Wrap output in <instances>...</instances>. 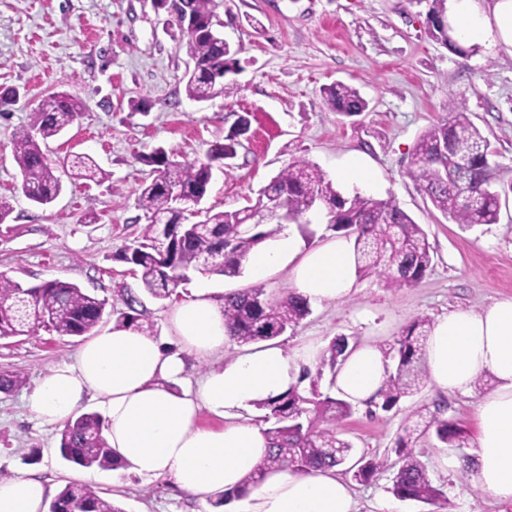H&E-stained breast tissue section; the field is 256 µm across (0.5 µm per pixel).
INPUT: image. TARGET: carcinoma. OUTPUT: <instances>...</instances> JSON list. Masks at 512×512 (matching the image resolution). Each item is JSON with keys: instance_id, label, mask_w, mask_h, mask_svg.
<instances>
[{"instance_id": "obj_1", "label": "carcinoma", "mask_w": 512, "mask_h": 512, "mask_svg": "<svg viewBox=\"0 0 512 512\" xmlns=\"http://www.w3.org/2000/svg\"><path fill=\"white\" fill-rule=\"evenodd\" d=\"M429 15L437 36L456 46L447 22V0H429ZM175 23L192 62L193 74L186 78L185 91L195 101H207L224 92V67L234 61L229 45L214 37L211 29L221 20L224 0H171ZM323 102L331 112L355 116L367 109L359 91L336 82L323 89ZM85 109L82 100L65 92L49 96L35 110L32 122L13 136V156L23 178L22 190L38 206H47L60 194L62 184L43 150L49 140L74 124ZM244 124L233 128L223 141L209 146L207 161L182 164L158 147L143 157L154 166L156 177L141 191L138 205L148 214L140 237L125 245L118 259L131 266L143 290L158 300L178 296L177 288L195 270L236 278L243 274V261L258 245L282 228L270 220L249 230L243 224V210L206 211L203 223H183L177 209L176 193L202 200L209 191L212 161L236 154ZM490 142L471 121L464 102L448 99V117L430 126L418 139L408 174L418 182L433 206L456 224L473 227L499 221L501 199L512 193V184L490 187ZM72 178L101 182L108 178L89 154H77L71 164ZM283 199L288 217L297 223L308 221L315 208H322L329 227L354 236V265L359 277H374L386 288L417 284L430 269L432 257L427 235L421 225L400 208L392 197L376 198L355 191L341 193L317 165L298 159L288 164L261 188L248 209H265L272 197ZM21 284L0 277V339L27 335L45 326L60 336H84L101 322L104 301L77 285L59 280L32 287L28 298L19 294ZM137 299L126 297L127 310L117 312L116 324L136 325L154 335V324L135 308ZM310 305L289 291L273 298L265 285L255 283L224 295V325L232 341L246 345L275 339L293 329L309 314ZM431 326L426 317L415 320L394 348L395 367L379 392L376 407L384 412L396 408L402 398L424 386L427 366L424 340ZM349 347L348 338L337 336L322 350L315 371L305 377L321 379L324 371L336 369ZM267 410L264 421L269 440L266 466L304 473L322 467H345L358 483L392 470L390 492L401 500L435 505L444 492L433 484L424 465L414 456L412 434L394 441L397 459L353 458L349 441L340 437L343 420L353 405L322 395L312 385L310 395L291 387L280 397L257 403ZM103 420L94 412L76 414L63 426L61 457L83 469L114 470L124 466L103 434ZM440 444L454 448L466 445L464 430L445 417L438 404L429 413L421 431ZM259 481V474L247 476L236 492L218 495L216 505L238 498ZM49 512H123L103 498L88 483L65 485L49 506Z\"/></svg>"}]
</instances>
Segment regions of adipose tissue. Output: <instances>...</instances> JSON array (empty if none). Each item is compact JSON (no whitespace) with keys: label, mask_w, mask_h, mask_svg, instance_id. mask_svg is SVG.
<instances>
[{"label":"adipose tissue","mask_w":512,"mask_h":512,"mask_svg":"<svg viewBox=\"0 0 512 512\" xmlns=\"http://www.w3.org/2000/svg\"><path fill=\"white\" fill-rule=\"evenodd\" d=\"M448 20L461 42L512 48V0H493L488 10L479 0H451ZM244 267L255 281L287 271L290 288L313 306L345 300L356 285L353 247L342 235L305 249L287 227L253 249ZM169 326L164 339L133 325L95 334L73 361L56 366L25 393V407L40 424L60 426L85 402H97L119 460L141 479L170 478L177 490L203 502L238 489L260 469L262 480L238 500L236 512H359L336 469L264 470L268 440L243 416L297 385L303 368L316 365L319 346L288 351L268 342L252 344L207 372L196 390L178 392L172 385L182 379L189 359H210L230 344L224 301L208 288H196L175 305ZM425 357L430 383L443 393H476L482 374L495 377L494 389L477 394L472 469L484 494L512 501V297L438 316ZM389 369L378 346L350 347L336 371L334 391L366 405ZM203 408L223 418V427H199ZM49 494L48 485L31 473L1 480L0 512H42Z\"/></svg>","instance_id":"ef3b65f1"}]
</instances>
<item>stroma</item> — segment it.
<instances>
[{
  "label": "stroma",
  "instance_id": "35a3bbf8",
  "mask_svg": "<svg viewBox=\"0 0 512 512\" xmlns=\"http://www.w3.org/2000/svg\"><path fill=\"white\" fill-rule=\"evenodd\" d=\"M220 16L237 61L224 73L223 94L197 102L185 93V43L173 17L153 0H0V91L17 93L0 107V197L13 207L0 224V274L26 287L54 279L77 284L105 301V330L126 293H134L156 336L167 337L173 301L144 293L117 258L148 222L138 198L154 172L140 156L161 146L177 161L203 157L246 116L249 132L226 165L213 166L200 207L248 206L299 158L351 193L353 184L338 172L357 154L374 179L365 194L394 197L425 230L433 257L430 271L410 287L358 279L346 300L311 307L279 337L280 346L291 351L312 341L323 347L344 335L356 344H379L390 356L417 318L512 297V197L502 202L498 223L465 230L436 210L408 174L418 138L445 117L453 94L465 98L470 119L496 151L492 188L512 183L511 49L450 48L434 37L425 0H224ZM337 81L359 90L365 112L346 117L327 110L322 90ZM57 92L78 97L85 110L48 143L62 192L39 207L22 192L12 138ZM141 100L148 112L132 111L131 103ZM82 153L92 155L110 180L73 181L65 162ZM81 343L43 328L2 339L0 373L21 372L27 386L34 385L54 365L72 361ZM24 394V388L0 392V471L37 474L57 491L71 481L90 483L123 512H198L199 503L168 478L145 482L126 468L87 470L65 462L60 427L32 420ZM442 398L427 384L390 412L372 417L355 408L342 423V436L355 455L384 456ZM443 399L448 417L474 436L472 398ZM414 454L445 501L395 500L385 472L354 484L362 512H378L382 502L396 503L399 512H512V502L493 500L474 483H463L460 472L444 471L439 449L427 438L418 439Z\"/></svg>",
  "mask_w": 512,
  "mask_h": 512
}]
</instances>
